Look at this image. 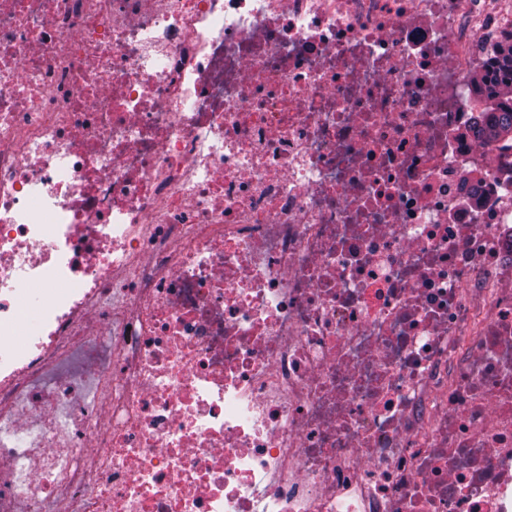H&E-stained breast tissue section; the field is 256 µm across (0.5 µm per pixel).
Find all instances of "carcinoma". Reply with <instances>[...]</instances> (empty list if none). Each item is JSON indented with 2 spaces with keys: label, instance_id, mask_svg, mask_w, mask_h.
Listing matches in <instances>:
<instances>
[{
  "label": "carcinoma",
  "instance_id": "obj_1",
  "mask_svg": "<svg viewBox=\"0 0 512 512\" xmlns=\"http://www.w3.org/2000/svg\"><path fill=\"white\" fill-rule=\"evenodd\" d=\"M469 85L477 94L481 118L475 127L477 139L502 149H512V100L504 90L512 88V37L490 45L483 69Z\"/></svg>",
  "mask_w": 512,
  "mask_h": 512
}]
</instances>
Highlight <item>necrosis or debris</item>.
Instances as JSON below:
<instances>
[{
	"label": "necrosis or debris",
	"instance_id": "1",
	"mask_svg": "<svg viewBox=\"0 0 512 512\" xmlns=\"http://www.w3.org/2000/svg\"><path fill=\"white\" fill-rule=\"evenodd\" d=\"M509 35L0 0V512H512V163L467 89Z\"/></svg>",
	"mask_w": 512,
	"mask_h": 512
}]
</instances>
